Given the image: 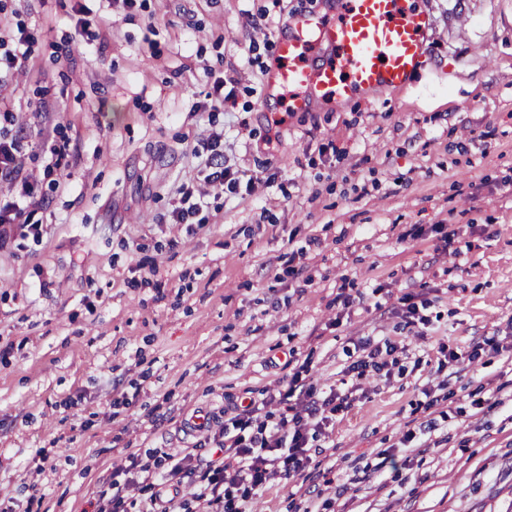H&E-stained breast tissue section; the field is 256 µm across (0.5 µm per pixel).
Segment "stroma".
<instances>
[{
  "mask_svg": "<svg viewBox=\"0 0 512 512\" xmlns=\"http://www.w3.org/2000/svg\"><path fill=\"white\" fill-rule=\"evenodd\" d=\"M422 2L437 28L405 89L277 127V40L326 0H0V38L34 35L0 135L47 199L0 237V506L99 512L128 453L206 448L298 376L354 401L256 512H512V0ZM214 135L250 189L162 223ZM367 337L399 343L390 377L349 373Z\"/></svg>",
  "mask_w": 512,
  "mask_h": 512,
  "instance_id": "35a3bbf8",
  "label": "stroma"
}]
</instances>
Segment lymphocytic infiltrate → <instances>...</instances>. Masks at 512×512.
<instances>
[{
	"label": "lymphocytic infiltrate",
	"instance_id": "f902f5d3",
	"mask_svg": "<svg viewBox=\"0 0 512 512\" xmlns=\"http://www.w3.org/2000/svg\"><path fill=\"white\" fill-rule=\"evenodd\" d=\"M17 154V138L0 136V182L20 185L16 199L0 205V233L26 227L30 208L46 203L33 182L19 179ZM351 402V396L333 392L319 397L313 386L291 380L286 388L241 402L229 427L214 436L215 446L206 453H165L150 465L128 454L126 466L112 473L111 501L119 508L125 493L138 492L149 496L144 512H193L197 503L215 512H254L256 497L267 485L312 463L311 441ZM275 403L289 405L291 416H274ZM154 468L159 481L144 480V473ZM188 483L194 487L190 499L179 500L181 487Z\"/></svg>",
	"mask_w": 512,
	"mask_h": 512
}]
</instances>
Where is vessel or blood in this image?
Returning <instances> with one entry per match:
<instances>
[{
  "label": "vessel or blood",
  "instance_id": "1",
  "mask_svg": "<svg viewBox=\"0 0 512 512\" xmlns=\"http://www.w3.org/2000/svg\"><path fill=\"white\" fill-rule=\"evenodd\" d=\"M435 27L434 15L419 0H338L330 16L294 14L264 87L292 89V112L401 90L424 65Z\"/></svg>",
  "mask_w": 512,
  "mask_h": 512
}]
</instances>
